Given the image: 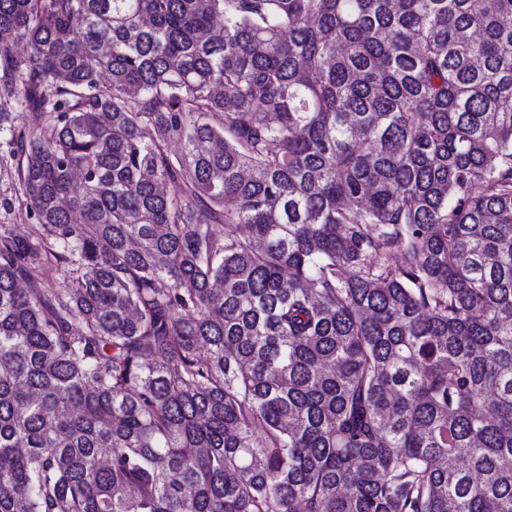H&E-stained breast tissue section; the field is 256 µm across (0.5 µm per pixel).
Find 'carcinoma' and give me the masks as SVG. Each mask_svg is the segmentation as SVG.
<instances>
[{
  "label": "carcinoma",
  "mask_w": 512,
  "mask_h": 512,
  "mask_svg": "<svg viewBox=\"0 0 512 512\" xmlns=\"http://www.w3.org/2000/svg\"><path fill=\"white\" fill-rule=\"evenodd\" d=\"M3 130L0 512H512V0H0Z\"/></svg>",
  "instance_id": "1"
}]
</instances>
